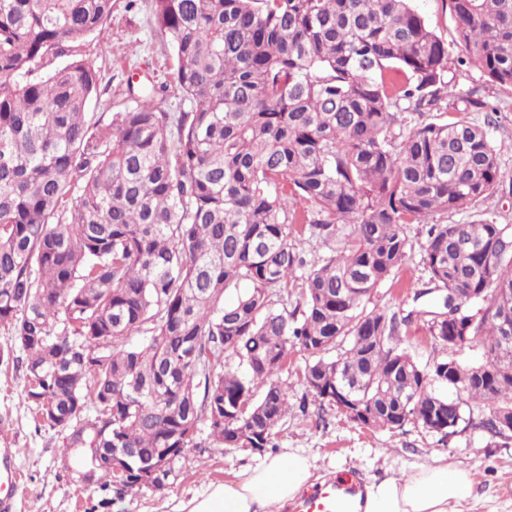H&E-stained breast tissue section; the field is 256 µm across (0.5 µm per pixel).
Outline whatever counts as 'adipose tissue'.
Here are the masks:
<instances>
[{
  "label": "adipose tissue",
  "mask_w": 512,
  "mask_h": 512,
  "mask_svg": "<svg viewBox=\"0 0 512 512\" xmlns=\"http://www.w3.org/2000/svg\"><path fill=\"white\" fill-rule=\"evenodd\" d=\"M316 471L315 458L302 452L269 455L233 481L209 485L174 512H284ZM471 495L466 469L423 464L398 477H372L363 512H457Z\"/></svg>",
  "instance_id": "adipose-tissue-1"
}]
</instances>
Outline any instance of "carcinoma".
I'll use <instances>...</instances> for the list:
<instances>
[{"label": "carcinoma", "instance_id": "1", "mask_svg": "<svg viewBox=\"0 0 512 512\" xmlns=\"http://www.w3.org/2000/svg\"><path fill=\"white\" fill-rule=\"evenodd\" d=\"M151 2L193 107L162 112L165 86L130 79V105L103 124L76 41L104 33L112 0H0V333L63 455L173 448V465L203 425L209 444L262 455L296 353L305 395L350 396L351 423L415 420L443 442L483 406L473 429L512 441V224L437 220L502 179L468 117L497 107L455 105L448 43L412 0ZM448 3L457 65L512 93V0ZM411 224L426 226L429 273L413 300L430 303L392 310L373 296ZM305 237L330 249L308 269ZM418 320L425 362L404 344Z\"/></svg>", "mask_w": 512, "mask_h": 512}]
</instances>
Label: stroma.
Masks as SVG:
<instances>
[{"mask_svg":"<svg viewBox=\"0 0 512 512\" xmlns=\"http://www.w3.org/2000/svg\"><path fill=\"white\" fill-rule=\"evenodd\" d=\"M112 17L104 37L87 35L78 45L84 58L100 72L98 93L89 110L110 122L126 102L128 79L152 78L165 85L158 107L166 112L188 108L184 94L171 78L172 49L154 22L150 0H113ZM457 93L477 92L492 101V112L473 113V120L486 126L499 151L502 183L491 197L472 208L448 217L449 222L478 219L481 213L512 224V96L498 90L468 69L454 73ZM412 245L405 266L382 284L376 301L390 308L412 304L413 292L429 274L422 261L425 236L421 225H410ZM288 402L292 410L275 437L277 451L298 449L316 458L318 473L331 480L357 470L361 479L398 476L417 464L441 461L467 469L472 479V497L461 512H512V444L502 447L486 436L466 431L451 441L439 442L422 428L406 426L398 431L362 428L350 423L338 409L308 401L298 404L304 388L298 380L301 356L291 358ZM7 433L16 448L17 492L11 512H171L173 505L189 500L209 484H221L247 465L260 462V455L245 448L206 447L193 450L178 461L162 490L143 487L126 490L118 484L102 486L89 479V464H74L61 454L63 435L38 424L31 406L21 394V380L13 364L0 363V433Z\"/></svg>","mask_w":512,"mask_h":512,"instance_id":"35a3bbf8","label":"stroma"}]
</instances>
